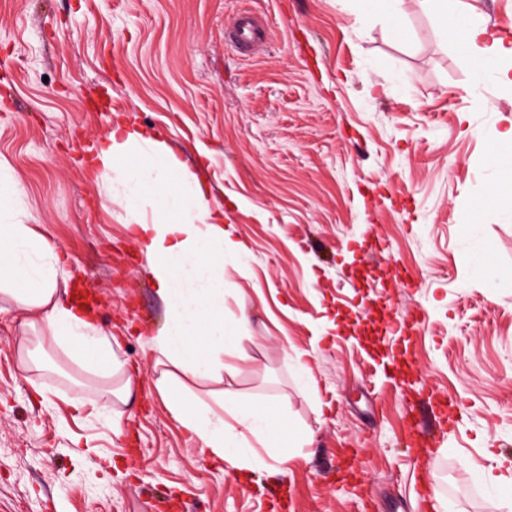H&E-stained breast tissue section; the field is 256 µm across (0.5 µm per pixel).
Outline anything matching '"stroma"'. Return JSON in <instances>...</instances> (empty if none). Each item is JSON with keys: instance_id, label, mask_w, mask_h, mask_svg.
<instances>
[{"instance_id": "stroma-1", "label": "stroma", "mask_w": 512, "mask_h": 512, "mask_svg": "<svg viewBox=\"0 0 512 512\" xmlns=\"http://www.w3.org/2000/svg\"><path fill=\"white\" fill-rule=\"evenodd\" d=\"M477 8L489 39L512 0ZM267 20L244 55L224 39L243 8ZM0 164L15 208L69 260L68 300L135 377L115 435L78 402L93 379L79 349L45 345L21 370L34 311L0 294V512H512V60L477 77L412 0L399 28L360 0H0ZM129 117L194 171L248 249L224 258V320L245 323L248 361L225 353L223 384L182 376L201 399L223 388L267 401L303 440L287 473L250 484L168 409L150 363L170 317L128 227L125 167L100 174L82 148ZM416 287H407L408 277ZM417 309L416 335L394 329ZM309 357L312 393L297 367ZM463 407L438 426L429 393ZM422 425L438 457L413 463Z\"/></svg>"}]
</instances>
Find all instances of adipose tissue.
Masks as SVG:
<instances>
[{"label":"adipose tissue","instance_id":"ef3b65f1","mask_svg":"<svg viewBox=\"0 0 512 512\" xmlns=\"http://www.w3.org/2000/svg\"><path fill=\"white\" fill-rule=\"evenodd\" d=\"M448 31L475 68H484L492 54L512 58V49L486 42V22L478 10L450 16ZM134 153L144 154L146 161L129 181L126 206L137 209L148 201L166 214L165 219L142 220L132 227L155 291L170 311L154 342L155 363L221 380V352H240L248 334L245 324L224 321V256L244 252L245 246L234 226L225 223L223 207L212 204L202 191L196 175L164 142L136 123H116L97 141L92 160L108 169ZM20 193L18 182L0 176V284L8 285L18 305L36 310L39 331L51 342L79 347L89 361L104 363L102 382L81 386L83 398L124 399L131 382L121 376L123 363L111 341L82 309L65 303L58 294L57 272L63 266L58 248L38 225L24 223L21 212L6 211V204ZM202 337L210 341L208 350L198 346ZM158 386L167 394L170 411L198 438L203 450L235 473L255 469L256 460L247 451L252 438L280 469H287L289 456L281 444L292 428L285 419L272 416L265 403L243 405L222 391L211 401L192 405L172 392L168 376H161Z\"/></svg>","mask_w":512,"mask_h":512}]
</instances>
